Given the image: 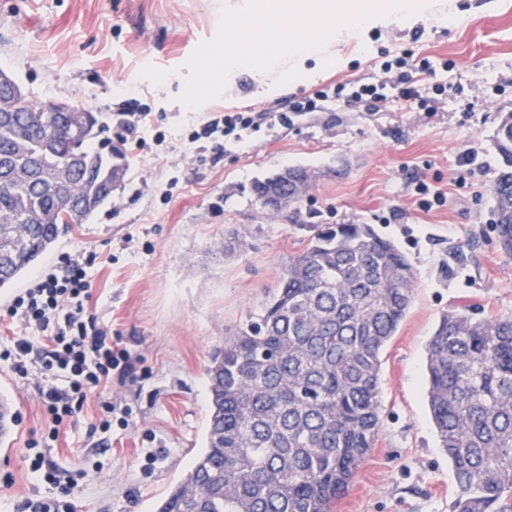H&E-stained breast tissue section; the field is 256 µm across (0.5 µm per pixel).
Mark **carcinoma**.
I'll list each match as a JSON object with an SVG mask.
<instances>
[{"instance_id": "carcinoma-1", "label": "carcinoma", "mask_w": 512, "mask_h": 512, "mask_svg": "<svg viewBox=\"0 0 512 512\" xmlns=\"http://www.w3.org/2000/svg\"><path fill=\"white\" fill-rule=\"evenodd\" d=\"M94 113L25 100L0 121V288L28 272L60 233L110 200L101 172L124 180L118 145H93ZM491 194L512 254V113L494 136ZM256 180L300 202L311 178ZM255 318L224 337L205 369V446L156 512H335L378 436L381 356L413 301V266L370 224H311ZM426 395L457 494L451 512H512V315L444 313L426 346Z\"/></svg>"}]
</instances>
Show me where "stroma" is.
Instances as JSON below:
<instances>
[{"label": "stroma", "mask_w": 512, "mask_h": 512, "mask_svg": "<svg viewBox=\"0 0 512 512\" xmlns=\"http://www.w3.org/2000/svg\"><path fill=\"white\" fill-rule=\"evenodd\" d=\"M457 4L459 22H395L372 32L366 47L339 44L347 65L316 82L266 97L245 70L223 97L191 112L175 100L183 86L175 69L215 36L219 0H0V68L30 99L96 113L127 162L110 201L44 255L95 254L86 268L89 310L134 365L107 392L109 431L96 426L92 396L45 450L77 480L73 512H154L187 474L204 447L210 355L261 310L312 224L373 225L415 270L413 304L384 353L380 431L336 512H450L456 483L426 403V344L447 311L512 315V254L499 246L490 194L501 164L493 136L512 112V0ZM409 52L423 110L407 109L394 87L393 65ZM423 58L436 77L419 70ZM146 64L170 78L160 86L140 79ZM438 80L445 92L435 91ZM364 83L383 85L384 99H331L291 113L288 125L226 137L222 152L188 150L189 134L217 114L273 112ZM127 106L146 114L135 138ZM465 151L472 163L460 162ZM293 165L311 168L316 182L295 207L265 210L253 182ZM420 183L438 202L424 205ZM46 382L38 367L23 378L0 363V391L14 393L18 420L16 453L0 459V476L12 478L0 483V512L37 486L25 454L47 427ZM150 452L158 455L151 466Z\"/></svg>", "instance_id": "1"}]
</instances>
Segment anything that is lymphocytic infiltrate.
<instances>
[{
    "label": "lymphocytic infiltrate",
    "mask_w": 512,
    "mask_h": 512,
    "mask_svg": "<svg viewBox=\"0 0 512 512\" xmlns=\"http://www.w3.org/2000/svg\"><path fill=\"white\" fill-rule=\"evenodd\" d=\"M260 112L228 113L205 123L192 133L189 145L216 135L243 138L263 120ZM85 264L77 259L49 264L34 283L16 296L10 317L34 325L37 333L17 338L10 349L0 352V361L20 376L29 364H39L49 382L40 390L41 405L52 426L47 438L34 437L27 443L26 462L38 481L54 488L50 497L32 492L15 506V512H71L76 481L60 478L40 447L44 440H57L59 427L78 412L89 395L103 394L112 384L114 370L132 368L128 351L113 344L107 330L87 312L91 293Z\"/></svg>",
    "instance_id": "lymphocytic-infiltrate-1"
}]
</instances>
